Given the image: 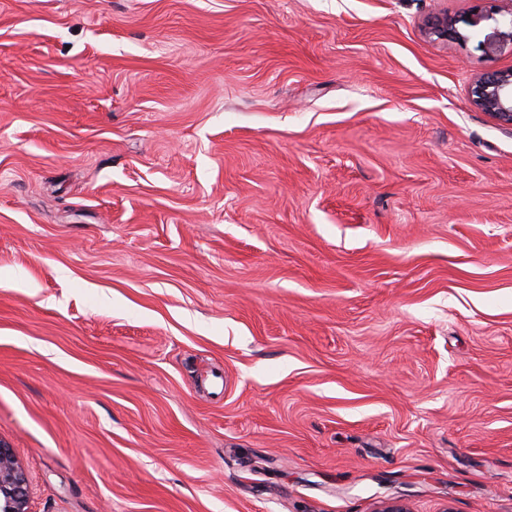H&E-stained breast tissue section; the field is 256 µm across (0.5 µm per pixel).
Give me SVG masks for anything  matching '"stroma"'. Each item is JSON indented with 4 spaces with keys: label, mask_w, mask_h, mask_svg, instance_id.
I'll use <instances>...</instances> for the list:
<instances>
[{
    "label": "stroma",
    "mask_w": 512,
    "mask_h": 512,
    "mask_svg": "<svg viewBox=\"0 0 512 512\" xmlns=\"http://www.w3.org/2000/svg\"><path fill=\"white\" fill-rule=\"evenodd\" d=\"M479 11L0 0L31 512H512V131L469 97L512 47ZM456 22L448 19L447 13H439L432 16L427 22L428 33L436 36L440 40L448 41L463 40L464 35L456 27Z\"/></svg>",
    "instance_id": "1"
}]
</instances>
